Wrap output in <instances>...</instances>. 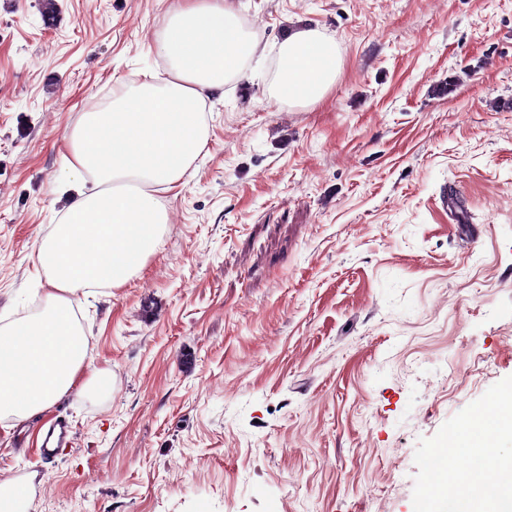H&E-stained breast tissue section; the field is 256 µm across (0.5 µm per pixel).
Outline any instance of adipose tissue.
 Returning a JSON list of instances; mask_svg holds the SVG:
<instances>
[{
	"label": "adipose tissue",
	"instance_id": "ef3b65f1",
	"mask_svg": "<svg viewBox=\"0 0 512 512\" xmlns=\"http://www.w3.org/2000/svg\"><path fill=\"white\" fill-rule=\"evenodd\" d=\"M169 68L92 106L63 138L55 187L62 215L31 259L46 278L43 309L0 325V419L22 422L76 389L88 337L81 298L143 269L166 231L162 200L206 147L207 98L264 55L235 0H173L156 44ZM341 66L335 41L305 27L277 50L274 96L292 107L323 101ZM94 190H87V183Z\"/></svg>",
	"mask_w": 512,
	"mask_h": 512
}]
</instances>
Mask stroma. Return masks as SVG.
Wrapping results in <instances>:
<instances>
[{"mask_svg": "<svg viewBox=\"0 0 512 512\" xmlns=\"http://www.w3.org/2000/svg\"><path fill=\"white\" fill-rule=\"evenodd\" d=\"M170 2L0 0V317L42 303L66 130L164 74ZM239 8L263 62L207 100L158 252L77 310L111 389L0 420L27 512H414L418 441L512 376V0ZM302 25L341 57L309 108L274 97Z\"/></svg>", "mask_w": 512, "mask_h": 512, "instance_id": "35a3bbf8", "label": "stroma"}]
</instances>
